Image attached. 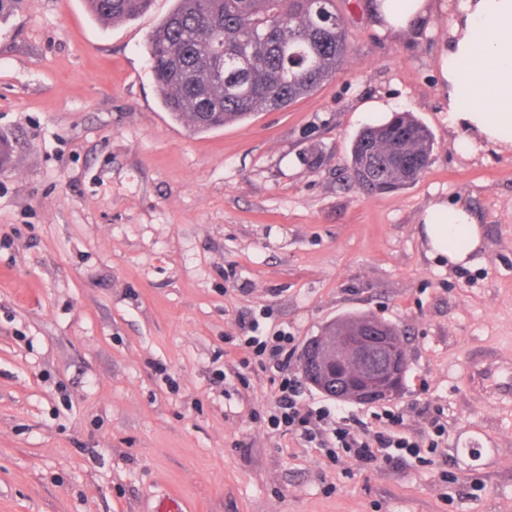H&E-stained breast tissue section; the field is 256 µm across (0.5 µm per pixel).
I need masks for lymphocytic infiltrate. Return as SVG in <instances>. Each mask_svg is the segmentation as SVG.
Here are the masks:
<instances>
[{
	"instance_id": "1",
	"label": "lymphocytic infiltrate",
	"mask_w": 512,
	"mask_h": 512,
	"mask_svg": "<svg viewBox=\"0 0 512 512\" xmlns=\"http://www.w3.org/2000/svg\"><path fill=\"white\" fill-rule=\"evenodd\" d=\"M250 334L243 344L257 358L262 368L281 373L280 395L270 416L273 426L300 436L306 442L328 448L336 463L353 462L360 468L376 464L398 467L407 458H419L422 450L436 451L447 428L439 417L429 420L427 438L407 431L405 411L387 408L378 413L377 426H369L354 415L331 416L329 411L312 407L303 400L301 384L288 368L293 357V339L281 332L272 336L259 335L258 322H249ZM330 428L331 440H324L323 428Z\"/></svg>"
}]
</instances>
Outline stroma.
I'll list each match as a JSON object with an SVG mask.
<instances>
[{
  "label": "stroma",
  "instance_id": "1",
  "mask_svg": "<svg viewBox=\"0 0 512 512\" xmlns=\"http://www.w3.org/2000/svg\"><path fill=\"white\" fill-rule=\"evenodd\" d=\"M336 0L349 56L283 110L196 133L172 120L145 45L172 0L103 23L85 0L0 17V512H512V404L472 395L475 349L512 355V153L456 147L440 57L449 0L414 34ZM409 112L432 133L412 185L367 194L362 127ZM461 202L474 265L430 257L419 217ZM368 315L404 344L387 404L312 407L410 432L441 412L434 464H336L270 412L280 379L242 367L241 321L294 336Z\"/></svg>",
  "mask_w": 512,
  "mask_h": 512
}]
</instances>
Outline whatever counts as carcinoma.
Here are the masks:
<instances>
[{"mask_svg":"<svg viewBox=\"0 0 512 512\" xmlns=\"http://www.w3.org/2000/svg\"><path fill=\"white\" fill-rule=\"evenodd\" d=\"M87 4L115 22L146 13L152 0ZM336 15V0H175L147 42L163 108L207 132L290 106L343 68L350 45ZM432 151L427 127L396 114L357 133L349 178L367 193L399 191L417 180Z\"/></svg>","mask_w":512,"mask_h":512,"instance_id":"1","label":"carcinoma"}]
</instances>
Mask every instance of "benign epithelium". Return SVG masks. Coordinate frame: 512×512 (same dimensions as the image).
Listing matches in <instances>:
<instances>
[{
  "label": "benign epithelium",
  "instance_id": "obj_1",
  "mask_svg": "<svg viewBox=\"0 0 512 512\" xmlns=\"http://www.w3.org/2000/svg\"><path fill=\"white\" fill-rule=\"evenodd\" d=\"M302 366L308 382L327 396L370 404L399 393L407 360L384 325L345 330L333 322L306 344Z\"/></svg>",
  "mask_w": 512,
  "mask_h": 512
}]
</instances>
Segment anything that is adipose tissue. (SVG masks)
<instances>
[{
  "label": "adipose tissue",
  "instance_id": "1",
  "mask_svg": "<svg viewBox=\"0 0 512 512\" xmlns=\"http://www.w3.org/2000/svg\"><path fill=\"white\" fill-rule=\"evenodd\" d=\"M432 0H372L380 26L408 33L426 21ZM440 72L448 93V125L464 148L512 151V0H459ZM430 255L454 267L474 264L483 230L470 209L436 201L420 216Z\"/></svg>",
  "mask_w": 512,
  "mask_h": 512
}]
</instances>
